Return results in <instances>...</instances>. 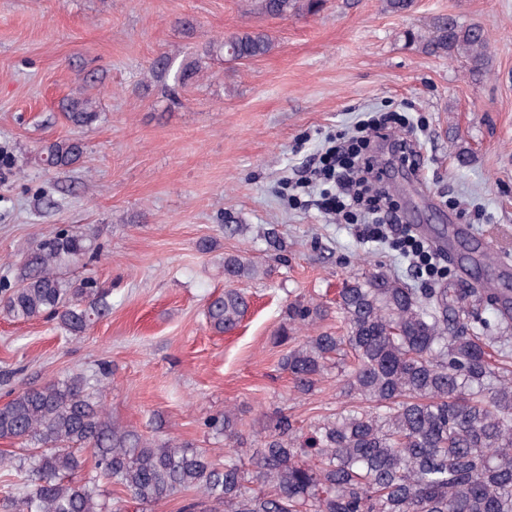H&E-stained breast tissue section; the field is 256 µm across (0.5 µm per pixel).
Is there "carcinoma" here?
Returning a JSON list of instances; mask_svg holds the SVG:
<instances>
[{
  "label": "carcinoma",
  "instance_id": "obj_1",
  "mask_svg": "<svg viewBox=\"0 0 512 512\" xmlns=\"http://www.w3.org/2000/svg\"><path fill=\"white\" fill-rule=\"evenodd\" d=\"M247 13L288 18L318 11L321 0H243ZM428 51L461 58L469 72L490 69L483 27L437 17L423 38ZM275 48L271 33L242 29L232 45L209 43L181 63L174 83L185 86L203 60L251 61ZM74 128L98 122L95 99L74 96L63 103ZM84 146L76 138L41 149L48 168L79 164ZM99 246L90 229L57 227L28 247L16 280L0 281V312L14 321L54 319L83 335L111 309L109 294L91 278L73 281L67 269L87 265ZM261 268L239 255L224 257V279H255ZM512 316V289L486 280L465 289ZM249 308L247 294L227 288L209 299L205 316L217 333L234 330ZM328 315L318 304L295 302L277 335L288 345L281 365L293 391L310 395L330 361L345 366L344 393L355 403L317 422L310 437L291 419L243 447L233 414L210 417L205 426L232 444L224 463L173 440L147 438L113 426L92 392L91 379L23 387L0 403V439L32 447L25 458L0 454V470L23 476L25 492L13 484L0 490L4 512H108L99 483L113 482L154 512L171 497L195 491L210 512H512V336H488L448 289L422 292L383 271L345 285L336 295V317L344 333L298 332ZM94 457V475L74 480ZM261 486L251 491L249 484Z\"/></svg>",
  "mask_w": 512,
  "mask_h": 512
}]
</instances>
